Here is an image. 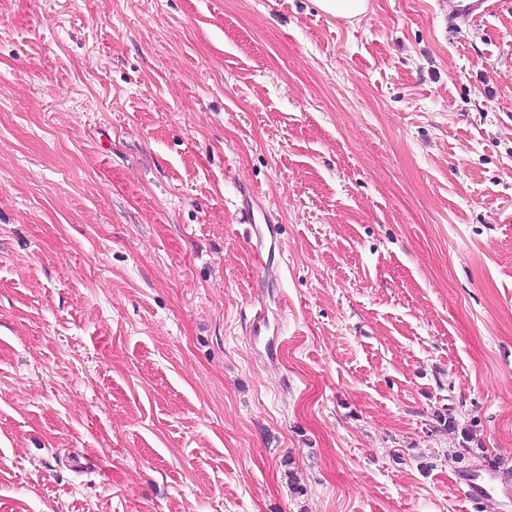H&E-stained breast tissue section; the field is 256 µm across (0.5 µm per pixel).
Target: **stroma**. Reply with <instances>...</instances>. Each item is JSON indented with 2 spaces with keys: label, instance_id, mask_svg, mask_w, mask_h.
I'll return each instance as SVG.
<instances>
[{
  "label": "stroma",
  "instance_id": "1",
  "mask_svg": "<svg viewBox=\"0 0 512 512\" xmlns=\"http://www.w3.org/2000/svg\"><path fill=\"white\" fill-rule=\"evenodd\" d=\"M490 467L512 0L454 33L438 0H0V512H512L457 479ZM317 5L327 14L342 19H354L363 15L368 7L367 0H316Z\"/></svg>",
  "mask_w": 512,
  "mask_h": 512
}]
</instances>
